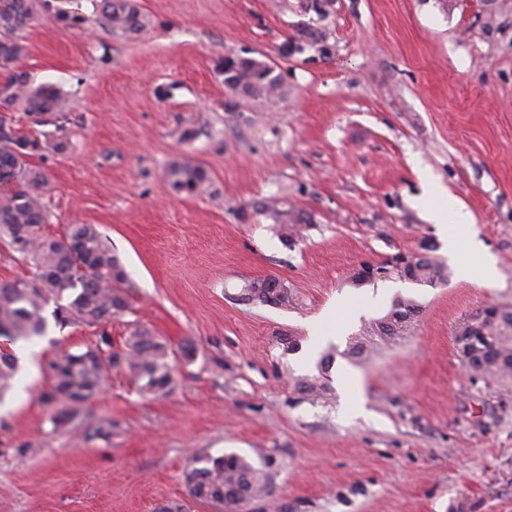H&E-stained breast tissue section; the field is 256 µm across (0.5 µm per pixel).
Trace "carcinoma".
Returning a JSON list of instances; mask_svg holds the SVG:
<instances>
[{
	"instance_id": "1",
	"label": "carcinoma",
	"mask_w": 512,
	"mask_h": 512,
	"mask_svg": "<svg viewBox=\"0 0 512 512\" xmlns=\"http://www.w3.org/2000/svg\"><path fill=\"white\" fill-rule=\"evenodd\" d=\"M39 0H0V109H20L37 126L51 121L68 103L53 85H34L30 74L21 67L27 47L24 32L37 22ZM96 12L113 31L138 34L147 22L136 0H95ZM238 83L252 86L250 98L272 102L282 96L280 76L268 61L238 58ZM46 150L40 133L20 132L0 116V235L33 268L27 281H0V336L15 343L43 336L48 321L44 315L50 298L59 301L53 310L55 324H84L100 327L128 306L129 288L125 269L118 256L106 245L92 224H75L68 234L57 238L43 232L50 214L44 204L49 186L47 171L33 162ZM173 190L188 196L204 193L210 185L208 171L201 165L175 162L169 170ZM28 231L24 245L17 248L15 232ZM80 246L76 262L68 256V243ZM419 284L434 285L446 278L444 267L424 257L417 260L412 275ZM245 299L270 306L286 307L292 303L287 288L269 287V278L246 285ZM419 306L408 299L399 300L394 309L371 327L372 334L395 339L406 333L418 314ZM470 328L464 319L456 328L454 342L466 370L485 384L512 377V311L485 326L493 343L474 347L462 332ZM196 349L186 342L174 349L152 330L138 326L119 351L112 350L106 332L100 345L84 350L66 351L46 366L48 384L42 393L51 407L56 427L69 426L79 418L81 409L100 389L106 376L120 369L149 395L166 394L175 384V363L192 359ZM16 354L0 351V391L6 389L18 372ZM190 497L210 503L226 512H240L241 507L266 492L268 476L244 456L235 452L222 455L200 453L193 456L186 473Z\"/></svg>"
}]
</instances>
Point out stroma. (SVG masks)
I'll return each mask as SVG.
<instances>
[{
  "label": "stroma",
  "instance_id": "stroma-1",
  "mask_svg": "<svg viewBox=\"0 0 512 512\" xmlns=\"http://www.w3.org/2000/svg\"><path fill=\"white\" fill-rule=\"evenodd\" d=\"M73 3L82 23L49 0L25 32L23 68L68 100L41 128L44 230L96 226L130 301L106 328L52 324L15 345L0 512H221L190 498L185 472L230 451L269 476L245 512H512V382H472L454 344L484 304L512 310V0H137L148 24L132 37ZM228 55L274 62L281 100L229 90ZM182 161L208 171L207 192L172 190ZM451 203L495 257V287L429 221ZM423 253L446 280H356ZM266 276L291 306L244 299ZM400 299L420 308L411 329L349 357ZM137 325L195 344L173 389L144 396L115 371L79 426H54L45 364L103 331L121 347ZM321 376L327 395L298 391ZM100 425L111 434L87 438Z\"/></svg>",
  "mask_w": 512,
  "mask_h": 512
}]
</instances>
